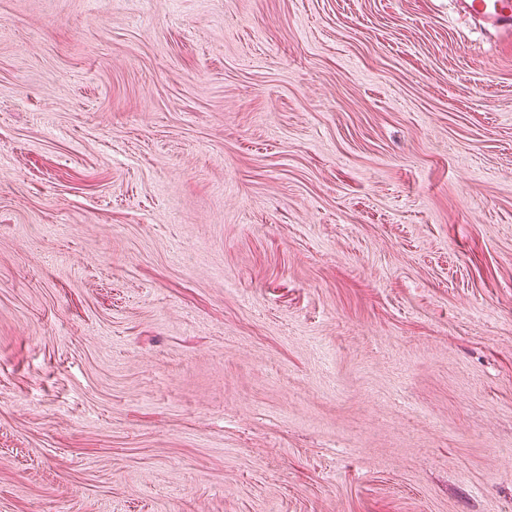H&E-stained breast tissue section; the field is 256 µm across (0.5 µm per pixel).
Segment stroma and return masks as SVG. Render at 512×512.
Here are the masks:
<instances>
[{
	"label": "stroma",
	"instance_id": "stroma-1",
	"mask_svg": "<svg viewBox=\"0 0 512 512\" xmlns=\"http://www.w3.org/2000/svg\"><path fill=\"white\" fill-rule=\"evenodd\" d=\"M0 512H512V45L0 0Z\"/></svg>",
	"mask_w": 512,
	"mask_h": 512
}]
</instances>
